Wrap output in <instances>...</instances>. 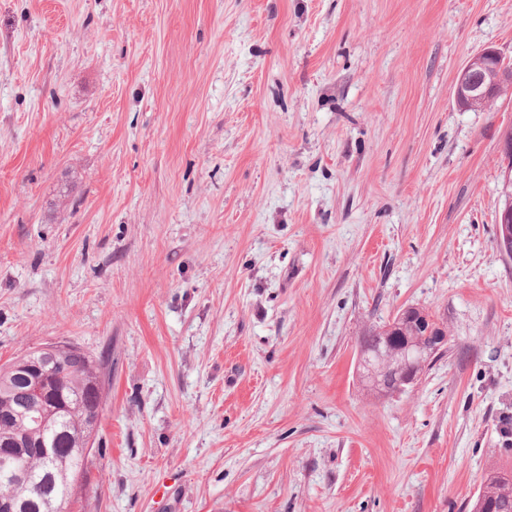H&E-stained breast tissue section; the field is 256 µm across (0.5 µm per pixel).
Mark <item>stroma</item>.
<instances>
[{
  "instance_id": "35a3bbf8",
  "label": "stroma",
  "mask_w": 512,
  "mask_h": 512,
  "mask_svg": "<svg viewBox=\"0 0 512 512\" xmlns=\"http://www.w3.org/2000/svg\"><path fill=\"white\" fill-rule=\"evenodd\" d=\"M512 0H0V364L111 369L71 512H469L512 470ZM445 329L373 396L358 339ZM492 73L490 78L487 74ZM512 88V68L501 65V56L494 49H485L458 70L454 98L464 111L487 108L505 88ZM503 194L505 204L502 208L501 222L498 225L501 252L512 255V167L504 175ZM419 309V308H417ZM414 310L411 307L403 309L400 314L394 318V320L389 323H385L382 325H373L367 328L363 333L361 334L360 339V347L370 348L374 346L379 338L382 336H386L388 331L386 328L389 329V337L385 339V341L380 344V346L376 349L375 353H368L365 350L361 351V365L364 369L367 370V378L370 380H373L375 378V369L372 367L369 363H372L371 357L373 355L379 356V358H382L385 356V353L392 352L390 349L391 340L393 338V332L395 331L396 323L394 321L397 319L400 320L401 318L406 317L410 311ZM425 310L419 309L414 310V312L411 315H408L406 320L403 322V326L400 329V331L396 332V335L394 337V343L399 348L408 347L412 350H425L433 346L436 342V336L438 335H428L429 333L433 331H441L445 336H439L441 339L440 343L436 346H434L430 350H426L425 352L417 355L415 359L412 361H409L407 359L406 353L403 354L402 358H397L396 361H391L393 363V366L397 368L398 370H402L403 373V379L400 381V384L397 387V375L395 372H392L390 370L388 371H382L380 375V380L382 382L383 388L386 391H391L385 394H382L378 391H375L374 389L370 388L366 383V387L369 391L374 393L377 396H383L387 395L389 393H393L394 389L395 391H403L407 386H410L414 384L421 376L420 372H416V368L418 367H424L426 366L438 353L443 347L447 341V336L444 328L440 323L433 318L432 315L430 316H424L420 315L423 314ZM420 317H422L424 323L427 326V333H426V327L421 324Z\"/></svg>"
}]
</instances>
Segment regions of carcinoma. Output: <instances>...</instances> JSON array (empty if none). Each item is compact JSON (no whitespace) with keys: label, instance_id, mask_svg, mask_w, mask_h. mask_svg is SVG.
Instances as JSON below:
<instances>
[{"label":"carcinoma","instance_id":"1","mask_svg":"<svg viewBox=\"0 0 512 512\" xmlns=\"http://www.w3.org/2000/svg\"><path fill=\"white\" fill-rule=\"evenodd\" d=\"M419 309L407 316L394 343L425 350L436 336L426 333ZM388 324L373 325L361 334L360 346L370 348L387 334ZM106 362L83 351L55 352L50 344L30 350L0 365V448L17 456L20 473L0 468V505L11 512H62L70 500L87 490L84 468L88 437L99 415L93 389ZM39 366L50 374L47 393L34 401L25 397L29 378ZM477 499L512 512V472L488 475Z\"/></svg>","mask_w":512,"mask_h":512}]
</instances>
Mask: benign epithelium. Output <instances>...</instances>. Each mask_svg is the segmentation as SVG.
<instances>
[{
  "instance_id": "benign-epithelium-1",
  "label": "benign epithelium",
  "mask_w": 512,
  "mask_h": 512,
  "mask_svg": "<svg viewBox=\"0 0 512 512\" xmlns=\"http://www.w3.org/2000/svg\"><path fill=\"white\" fill-rule=\"evenodd\" d=\"M512 88V68L501 65V56L494 49H485L475 55L458 70L454 84V98L457 106L464 110L487 108L506 88ZM501 222L498 225L501 252L512 255V167L505 171ZM447 337H441L438 345L427 350L413 360L402 357L393 366L403 373L397 390L403 391L414 384L421 376L418 367L426 366L445 345Z\"/></svg>"
}]
</instances>
